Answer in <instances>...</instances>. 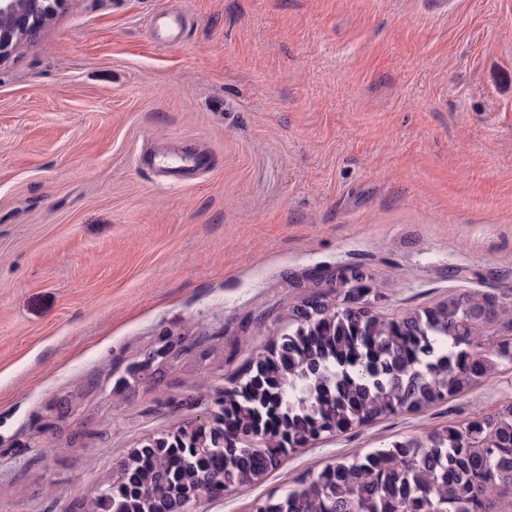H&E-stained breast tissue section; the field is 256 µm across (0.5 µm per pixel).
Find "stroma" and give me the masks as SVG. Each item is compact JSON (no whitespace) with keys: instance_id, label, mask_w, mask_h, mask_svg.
I'll list each match as a JSON object with an SVG mask.
<instances>
[{"instance_id":"obj_1","label":"stroma","mask_w":512,"mask_h":512,"mask_svg":"<svg viewBox=\"0 0 512 512\" xmlns=\"http://www.w3.org/2000/svg\"><path fill=\"white\" fill-rule=\"evenodd\" d=\"M350 265L387 318L512 289V0H65L0 61V512H76L215 419ZM163 336L181 354L131 383ZM510 402L505 364L189 512Z\"/></svg>"}]
</instances>
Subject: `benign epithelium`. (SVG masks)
Masks as SVG:
<instances>
[{
  "label": "benign epithelium",
  "instance_id": "obj_1",
  "mask_svg": "<svg viewBox=\"0 0 512 512\" xmlns=\"http://www.w3.org/2000/svg\"><path fill=\"white\" fill-rule=\"evenodd\" d=\"M64 0H0V61L18 41L33 36Z\"/></svg>",
  "mask_w": 512,
  "mask_h": 512
}]
</instances>
